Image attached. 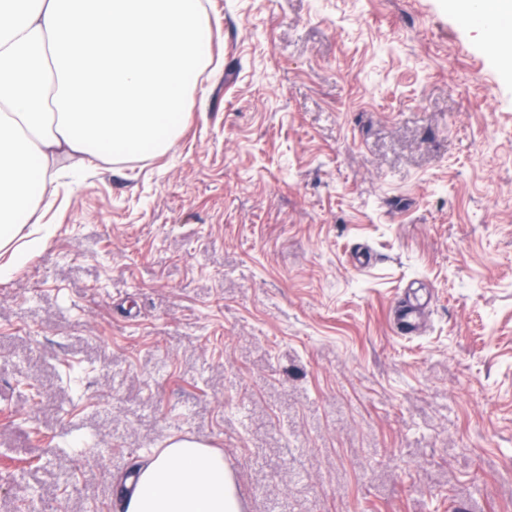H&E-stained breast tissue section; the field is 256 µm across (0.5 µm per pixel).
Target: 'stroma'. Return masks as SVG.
<instances>
[{"label":"stroma","mask_w":512,"mask_h":512,"mask_svg":"<svg viewBox=\"0 0 512 512\" xmlns=\"http://www.w3.org/2000/svg\"><path fill=\"white\" fill-rule=\"evenodd\" d=\"M206 5L179 140L0 281V512H116L174 437L246 512H512V63L453 0ZM422 309L418 300H406L397 305L393 312V331L399 336H412L421 325Z\"/></svg>","instance_id":"1"}]
</instances>
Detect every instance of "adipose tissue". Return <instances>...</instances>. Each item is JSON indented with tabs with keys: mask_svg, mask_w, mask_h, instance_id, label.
<instances>
[{
	"mask_svg": "<svg viewBox=\"0 0 512 512\" xmlns=\"http://www.w3.org/2000/svg\"><path fill=\"white\" fill-rule=\"evenodd\" d=\"M201 0H0V280L56 235L51 165L165 152L209 63ZM117 512H240L218 449L171 440Z\"/></svg>",
	"mask_w": 512,
	"mask_h": 512,
	"instance_id": "obj_1",
	"label": "adipose tissue"
}]
</instances>
